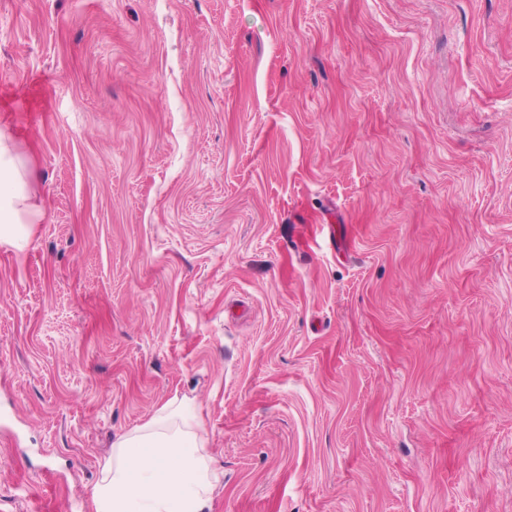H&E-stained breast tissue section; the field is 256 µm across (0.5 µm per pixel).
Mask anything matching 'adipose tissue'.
Segmentation results:
<instances>
[{
  "label": "adipose tissue",
  "mask_w": 512,
  "mask_h": 512,
  "mask_svg": "<svg viewBox=\"0 0 512 512\" xmlns=\"http://www.w3.org/2000/svg\"><path fill=\"white\" fill-rule=\"evenodd\" d=\"M29 161L0 127V242L17 245V228L33 224ZM207 431L193 407L171 399L148 421L116 438L99 463L93 512H208L222 478L205 454Z\"/></svg>",
  "instance_id": "obj_1"
}]
</instances>
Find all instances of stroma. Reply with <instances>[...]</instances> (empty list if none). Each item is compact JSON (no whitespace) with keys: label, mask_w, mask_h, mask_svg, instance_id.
Here are the masks:
<instances>
[{"label":"stroma","mask_w":512,"mask_h":512,"mask_svg":"<svg viewBox=\"0 0 512 512\" xmlns=\"http://www.w3.org/2000/svg\"><path fill=\"white\" fill-rule=\"evenodd\" d=\"M0 95V512L175 397L210 512H512V0H0ZM29 161L16 153L7 125L0 127V242L18 247L19 224H36L38 212L27 204L30 197Z\"/></svg>","instance_id":"stroma-1"}]
</instances>
